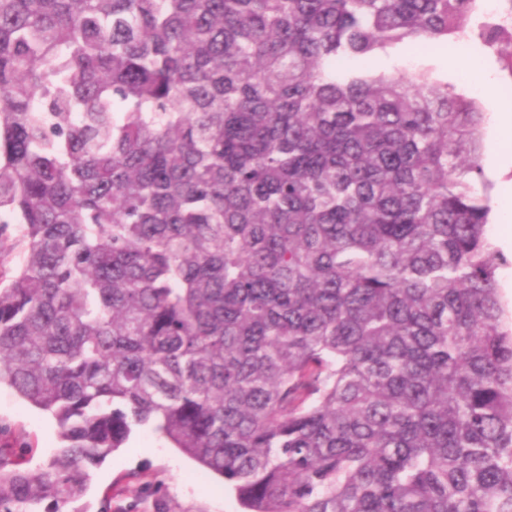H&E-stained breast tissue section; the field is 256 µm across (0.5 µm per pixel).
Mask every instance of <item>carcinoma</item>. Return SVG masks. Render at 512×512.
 <instances>
[{
    "mask_svg": "<svg viewBox=\"0 0 512 512\" xmlns=\"http://www.w3.org/2000/svg\"><path fill=\"white\" fill-rule=\"evenodd\" d=\"M480 0H0V512H60L137 429L243 512H512L476 102L368 60ZM27 445L26 467L40 468L62 446L55 419L22 400L8 386L0 387V445Z\"/></svg>",
    "mask_w": 512,
    "mask_h": 512,
    "instance_id": "cac0c4a2",
    "label": "carcinoma"
}]
</instances>
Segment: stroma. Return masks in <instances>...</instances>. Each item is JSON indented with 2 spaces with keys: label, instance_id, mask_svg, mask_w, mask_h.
<instances>
[{
  "label": "stroma",
  "instance_id": "1",
  "mask_svg": "<svg viewBox=\"0 0 512 512\" xmlns=\"http://www.w3.org/2000/svg\"><path fill=\"white\" fill-rule=\"evenodd\" d=\"M406 65L430 70L433 77L454 85L475 98L485 115L512 113V93L504 86L512 74L498 57L487 54L478 44L461 49L422 53L397 46L377 55L371 69L389 72ZM490 80L494 93L485 96L483 80ZM486 148L504 154L502 165L483 161L488 192L494 203L490 240H497L501 220L512 207V136L484 128ZM27 446V466L40 468L61 447L60 428L55 419L22 400L8 386L0 387V445ZM241 512L233 494L213 474L202 473L199 465L158 434L138 431L125 445L109 455L95 470L89 489L66 504L62 512Z\"/></svg>",
  "mask_w": 512,
  "mask_h": 512
}]
</instances>
